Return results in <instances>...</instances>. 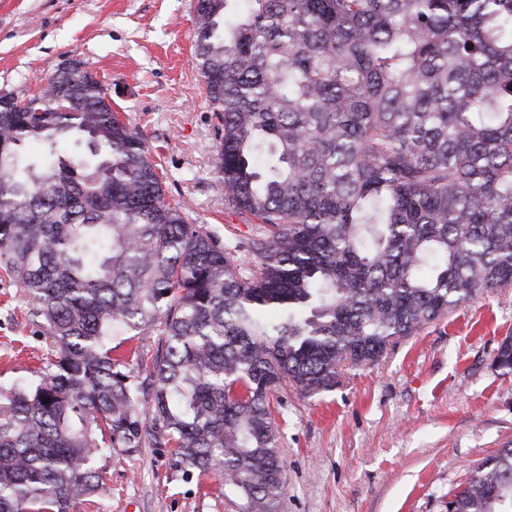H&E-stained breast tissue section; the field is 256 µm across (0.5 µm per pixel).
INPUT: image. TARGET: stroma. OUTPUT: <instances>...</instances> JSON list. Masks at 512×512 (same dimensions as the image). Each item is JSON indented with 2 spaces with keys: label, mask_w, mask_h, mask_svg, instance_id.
Returning a JSON list of instances; mask_svg holds the SVG:
<instances>
[{
  "label": "stroma",
  "mask_w": 512,
  "mask_h": 512,
  "mask_svg": "<svg viewBox=\"0 0 512 512\" xmlns=\"http://www.w3.org/2000/svg\"><path fill=\"white\" fill-rule=\"evenodd\" d=\"M196 0H0V93L38 94L79 60L160 161L168 202L222 237L249 229L224 208L215 117L196 61ZM0 281V386L52 358L43 327ZM512 288L483 293L402 340L331 391L278 394V512H448L482 459L512 447ZM111 493L80 512H243L212 473L183 476L170 449L116 448L95 461Z\"/></svg>",
  "instance_id": "stroma-1"
}]
</instances>
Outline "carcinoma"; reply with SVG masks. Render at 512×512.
<instances>
[{"label": "carcinoma", "mask_w": 512, "mask_h": 512, "mask_svg": "<svg viewBox=\"0 0 512 512\" xmlns=\"http://www.w3.org/2000/svg\"><path fill=\"white\" fill-rule=\"evenodd\" d=\"M195 37L247 239L166 201L83 63L0 94V269L55 352L0 390V512H76L107 492L94 458L146 441L276 512L277 393L512 288V0H196ZM74 131L88 152L59 147ZM152 334L141 379L112 341ZM453 498L512 512V448Z\"/></svg>", "instance_id": "carcinoma-1"}]
</instances>
